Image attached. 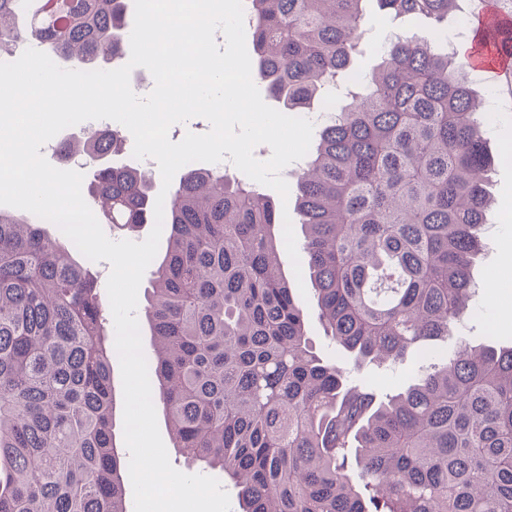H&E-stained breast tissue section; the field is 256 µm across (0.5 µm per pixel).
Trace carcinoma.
<instances>
[{
    "instance_id": "carcinoma-1",
    "label": "carcinoma",
    "mask_w": 512,
    "mask_h": 512,
    "mask_svg": "<svg viewBox=\"0 0 512 512\" xmlns=\"http://www.w3.org/2000/svg\"><path fill=\"white\" fill-rule=\"evenodd\" d=\"M366 0H251L252 73L285 112L363 92L317 131L293 215L318 319L344 355L313 351L281 271L284 209L250 183L185 169L164 201L143 319L150 383L188 465L218 470L238 512H512V346L464 340L383 399L349 382L458 330L475 294L491 165L472 64L397 37L348 73ZM441 25L456 0H378ZM127 0H0V57L37 44L97 70L118 57ZM512 49V28L484 35ZM122 131L59 145L95 165L100 220L155 222L146 168L108 163ZM43 219L0 208V512H129L115 440L118 354L93 273Z\"/></svg>"
}]
</instances>
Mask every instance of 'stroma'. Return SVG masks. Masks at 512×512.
Listing matches in <instances>:
<instances>
[{
  "label": "stroma",
  "mask_w": 512,
  "mask_h": 512,
  "mask_svg": "<svg viewBox=\"0 0 512 512\" xmlns=\"http://www.w3.org/2000/svg\"><path fill=\"white\" fill-rule=\"evenodd\" d=\"M367 16L363 27V53L356 57L354 67L358 73H366L379 61L380 51L394 36H429L428 27L417 20L393 21L380 11L376 0H368ZM475 89L485 99L497 105L493 120L500 133L489 134V148L494 162L487 172V187L493 198V210L489 216L487 233L495 245L490 253L482 255L476 265L478 282H485L493 268H501L502 276L492 291L479 292L473 301V314L460 327L458 336L449 337L440 344V354L450 353L458 339L479 344L495 339L503 345H512V263L508 262L506 247L512 246V158L507 150L512 147V86L498 82L480 70H473ZM423 364L422 358L411 357L399 366L383 370L364 369L358 379L378 392L384 393L390 387L406 385L417 377Z\"/></svg>",
  "instance_id": "obj_1"
}]
</instances>
